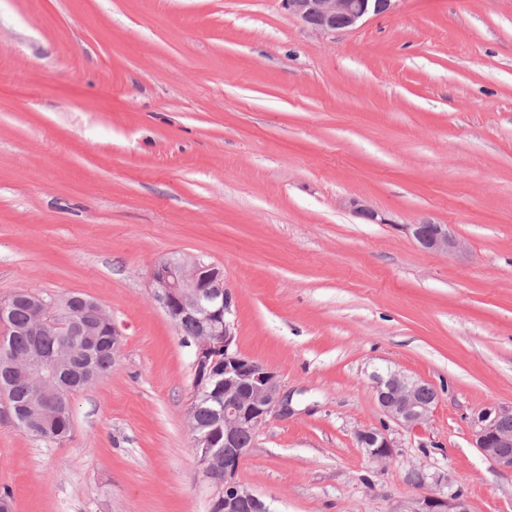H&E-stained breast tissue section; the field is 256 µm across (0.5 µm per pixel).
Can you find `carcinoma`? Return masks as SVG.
<instances>
[{"label":"carcinoma","mask_w":512,"mask_h":512,"mask_svg":"<svg viewBox=\"0 0 512 512\" xmlns=\"http://www.w3.org/2000/svg\"><path fill=\"white\" fill-rule=\"evenodd\" d=\"M87 297L70 294L63 300L57 317L68 320L69 312L83 323L90 324L94 316L85 307ZM36 319L33 303L19 296L0 301V322L5 323L7 335H0V393L15 409V424L23 433L37 441H56L70 429L69 408L40 404L39 368L44 357L62 354L63 373L73 369L82 372L84 385H89L112 370L116 353L112 352V324L102 323L97 335L67 327L49 328L38 335L31 333ZM193 421L201 432L213 430L217 423V405L199 391L192 395Z\"/></svg>","instance_id":"obj_1"}]
</instances>
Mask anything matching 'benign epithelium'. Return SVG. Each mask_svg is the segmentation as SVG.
I'll return each mask as SVG.
<instances>
[{
	"instance_id": "7a95c632",
	"label": "benign epithelium",
	"mask_w": 512,
	"mask_h": 512,
	"mask_svg": "<svg viewBox=\"0 0 512 512\" xmlns=\"http://www.w3.org/2000/svg\"><path fill=\"white\" fill-rule=\"evenodd\" d=\"M288 13L309 29L322 34L348 32L369 16L390 13L397 0H281ZM421 247L437 252H459L460 241L448 225L422 222L408 227ZM154 297L165 314L178 325H197L194 342V378L214 383L210 397L217 402L220 430L195 436V452L224 463V480L211 503V512H239L248 502L252 512H268L264 501L236 482L235 476L249 449L240 447L243 430L257 431L268 419L289 412L288 395L278 373L266 364L243 355L236 347L232 293L224 287L223 272L200 257L164 259L153 265L149 277ZM223 350V359L214 351ZM375 397L383 411L398 425L415 429L424 424L436 399L423 400L425 382L398 372L373 374ZM512 419V406H486L473 416V444L503 474H512V432L504 429ZM224 438V457L213 452ZM358 442L370 456L383 460L392 455L393 444L379 430H362ZM409 512H471L469 503L456 493H427L415 499Z\"/></svg>"
}]
</instances>
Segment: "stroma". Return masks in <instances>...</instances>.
I'll return each mask as SVG.
<instances>
[{
	"label": "stroma",
	"mask_w": 512,
	"mask_h": 512,
	"mask_svg": "<svg viewBox=\"0 0 512 512\" xmlns=\"http://www.w3.org/2000/svg\"><path fill=\"white\" fill-rule=\"evenodd\" d=\"M422 221L463 252L419 247ZM172 255L222 269L239 350L291 398L236 474L271 512H512L470 423L512 405V0H397L336 35L280 0H0V300L79 293L124 340L58 441L0 395L11 512H209L193 349L148 283ZM386 367L437 392L422 428L379 407ZM358 442L366 449L370 456L383 460L392 455L393 444L388 436L379 430H362L357 434ZM406 512H471L469 503L456 493H427L414 501Z\"/></svg>",
	"instance_id": "35a3bbf8"
}]
</instances>
